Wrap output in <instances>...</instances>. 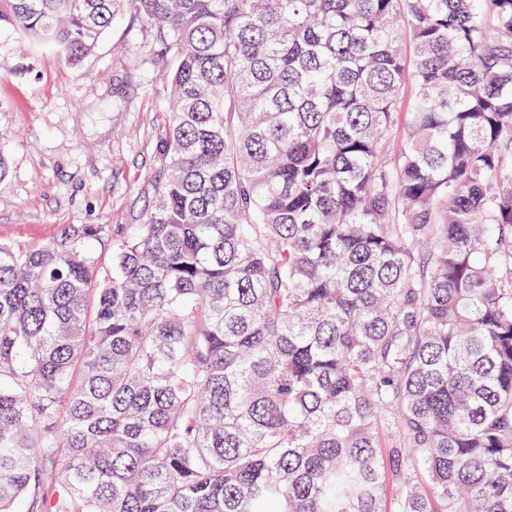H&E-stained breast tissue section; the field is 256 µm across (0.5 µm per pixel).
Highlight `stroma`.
I'll list each match as a JSON object with an SVG mask.
<instances>
[{
    "label": "stroma",
    "instance_id": "obj_1",
    "mask_svg": "<svg viewBox=\"0 0 512 512\" xmlns=\"http://www.w3.org/2000/svg\"><path fill=\"white\" fill-rule=\"evenodd\" d=\"M0 240L37 247L85 229L102 264L113 229L154 198L169 63L126 7L96 52L72 66L20 34L0 36Z\"/></svg>",
    "mask_w": 512,
    "mask_h": 512
}]
</instances>
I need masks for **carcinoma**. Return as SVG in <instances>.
Here are the masks:
<instances>
[{"mask_svg":"<svg viewBox=\"0 0 512 512\" xmlns=\"http://www.w3.org/2000/svg\"><path fill=\"white\" fill-rule=\"evenodd\" d=\"M130 3L173 62L154 200L110 269L0 242V512H512V0L0 32L77 66Z\"/></svg>","mask_w":512,"mask_h":512,"instance_id":"1","label":"carcinoma"}]
</instances>
